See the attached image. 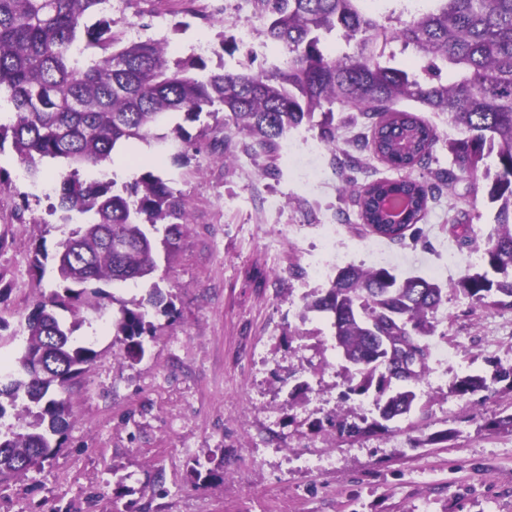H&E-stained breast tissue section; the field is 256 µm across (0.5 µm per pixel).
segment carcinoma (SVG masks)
I'll use <instances>...</instances> for the list:
<instances>
[{"label": "carcinoma", "mask_w": 512, "mask_h": 512, "mask_svg": "<svg viewBox=\"0 0 512 512\" xmlns=\"http://www.w3.org/2000/svg\"><path fill=\"white\" fill-rule=\"evenodd\" d=\"M362 0H257L259 18L279 64L254 72L208 69L204 56L172 58L164 43L127 42L112 35L102 0H0V97L12 118L0 121V152L10 144L32 177L43 160L68 168L61 176L59 205L88 214L59 243L55 271L63 292L37 303L23 327L25 343L16 374L0 386L17 425L0 432V480L26 473L51 456L72 416L67 388L95 359L91 346L73 336L82 310L109 297L98 282L133 283L152 278L159 249L170 251L187 225L182 193L173 180L144 168L119 183L114 177L80 180L81 167H106L131 140L151 144L169 138L191 143L180 124L158 134L164 118L225 112L247 132L252 145L273 153L279 141L302 125L318 127L328 145L336 142L333 107L360 113L368 131L356 136L343 164L352 173L358 155L370 150L395 179L359 186L349 180L361 224L372 234L401 241L429 200L452 189L459 177L482 184L495 208L493 232L483 265L458 281L477 308H512V0H432L425 13L403 18L389 11L377 18L363 12ZM99 13L92 25L88 17ZM335 34L349 50L336 56L323 41ZM409 55L411 64L399 57ZM403 101L448 117L462 133L448 139L450 167L433 182L411 176L427 166L439 141L435 126L397 109ZM321 120H315V115ZM405 203L409 213L396 227L385 206ZM164 236H154L158 225ZM442 288L421 276L403 280L386 267L349 265L306 305L324 315L333 349L346 363L351 394L375 392L380 417L391 421L416 407L410 384L428 369L424 339L435 333ZM70 313L65 324L56 310ZM152 314L174 317L171 294L154 284L146 294L120 301L112 327L127 341L124 356L142 358L143 337L153 335ZM490 376L466 374L452 392L460 397L509 381L512 365L492 363ZM403 383L395 390L392 383Z\"/></svg>", "instance_id": "cac0c4a2"}]
</instances>
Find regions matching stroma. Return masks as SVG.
<instances>
[{"mask_svg": "<svg viewBox=\"0 0 512 512\" xmlns=\"http://www.w3.org/2000/svg\"><path fill=\"white\" fill-rule=\"evenodd\" d=\"M112 29L141 28L184 57L207 43L210 67L269 69L280 51L255 23L251 44L218 56L220 35L243 22L236 0H112ZM336 147L303 169L323 182L305 184L279 155H254L252 174L232 163L247 137L224 114H201L184 127L197 139L188 165L177 166L175 143L136 144L146 165L161 170L183 194L189 226L172 255H159L153 281L170 291L175 318L153 317L143 358L123 357L112 330L116 307L83 310L78 343H92L96 360L70 385L74 415L54 456L24 475L0 481V512H512V432L486 429L512 413V388L497 383L481 402L452 393L464 374L492 363L512 365V309H478L457 282L494 226L482 190L461 180L439 197V217L419 222L418 238L379 239L386 265L401 278L425 275L445 252L459 263L439 277L443 303L428 337L431 356L417 384L418 409L378 429L373 394L346 395V373L325 341L319 314L305 312L322 283L304 254L315 227L342 210L350 223L337 240L366 265V234L358 207L341 188L347 177L336 154L362 124L335 108ZM278 168L266 175L268 165ZM10 174L0 186V319L16 335L0 345L14 354L37 302L57 290L52 255L84 215L56 206L62 169L45 164L37 179L22 175L12 150L0 152ZM469 216L470 244L450 229ZM50 260L36 268V251ZM152 281V282H153ZM347 420L373 432L348 440L332 428ZM455 429L449 441L437 433ZM200 462L211 474L193 481Z\"/></svg>", "mask_w": 512, "mask_h": 512, "instance_id": "obj_1", "label": "stroma"}]
</instances>
